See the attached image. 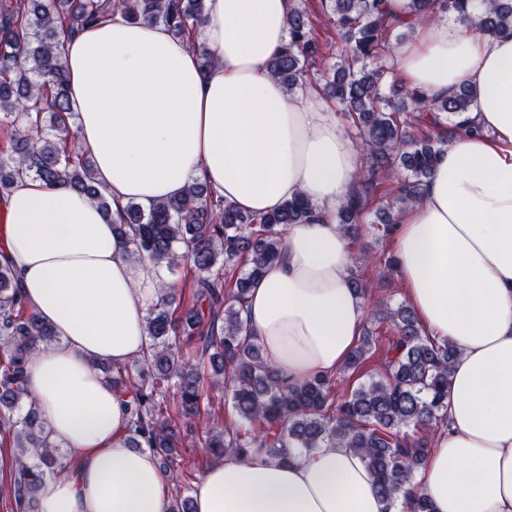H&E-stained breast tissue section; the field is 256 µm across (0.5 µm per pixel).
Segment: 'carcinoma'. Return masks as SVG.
I'll return each mask as SVG.
<instances>
[{
  "label": "carcinoma",
  "instance_id": "cac0c4a2",
  "mask_svg": "<svg viewBox=\"0 0 512 512\" xmlns=\"http://www.w3.org/2000/svg\"><path fill=\"white\" fill-rule=\"evenodd\" d=\"M472 0H405L414 19L443 15L467 17ZM481 32L512 35V0H483ZM329 20L348 48L332 70L315 76L309 65L321 47L308 21L294 8L289 40L270 59L268 68L284 88L311 82L321 85L348 112L364 153L359 189L337 211L343 229L359 223L375 198L386 199L379 211L383 235L397 219L392 208L415 201L430 177L447 139L417 137V123L453 120L469 111L472 96L462 86L451 96L430 97L394 78L389 52L388 0H329ZM205 0H0V124L11 129L10 151L0 154V198L14 180L29 174L49 184L85 194L111 216L108 198L99 188L92 158L76 139H67L73 118L69 74L60 60V37L109 16L128 21L161 22L173 34L192 38L203 65L214 63L199 40ZM392 162L408 177L393 187L380 179ZM312 207L293 198L272 212L250 215L216 196L202 183L180 197L145 207L131 202L112 220L120 232H132V255L166 263L181 262L195 274L198 304L177 312L166 290L146 314L149 353L123 367L92 362L112 390L128 399V444L148 448L163 460L169 476L181 461L180 433L161 419L168 399L180 415L200 418L203 447L217 459L241 456L255 444L276 448L288 441L304 454L325 445L342 444L360 451L379 493L400 503L402 512H432L417 489L416 472L432 448L429 434L446 423L444 400L456 350L422 334L408 305L387 312L392 339L385 368L346 396L333 393L330 375L299 384L284 382L267 364L261 346L247 335L241 309L252 284L281 254L282 236L290 224H307ZM240 260L243 270L226 291L223 265ZM25 308L13 269L0 261V428L12 432L10 486L19 507L34 500L42 483L60 477L67 463L31 396L25 366L32 354L56 341L54 330ZM201 345L203 368L185 358L183 345ZM374 344L362 336L344 368L358 369ZM224 391L245 429L209 416L201 419L202 388ZM175 387L169 393V387Z\"/></svg>",
  "mask_w": 512,
  "mask_h": 512
}]
</instances>
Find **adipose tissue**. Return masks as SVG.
Returning a JSON list of instances; mask_svg holds the SVG:
<instances>
[{"label": "adipose tissue", "mask_w": 512, "mask_h": 512, "mask_svg": "<svg viewBox=\"0 0 512 512\" xmlns=\"http://www.w3.org/2000/svg\"><path fill=\"white\" fill-rule=\"evenodd\" d=\"M292 0H206L202 67L186 39L161 24L113 18L66 36L72 129L95 162L113 212L132 201L210 186L244 213L305 196L309 224L289 225L281 255L243 305L249 335L288 381L333 373L368 314L336 211L363 167L359 147L315 89L286 93L269 59L288 40ZM469 19L413 21L391 46L404 85L430 96L467 86L464 128L448 141L391 246L403 296L429 336L453 344L448 427L416 475L434 512H512V36H484ZM0 253L26 305L58 343L36 352L28 387L53 442L76 463L46 479L37 512H165L155 457L128 445L130 410L93 369L145 351V317L164 264L133 260L132 245L89 199L25 176L4 199ZM194 512H398L362 456L332 446H255L209 465Z\"/></svg>", "instance_id": "1"}]
</instances>
